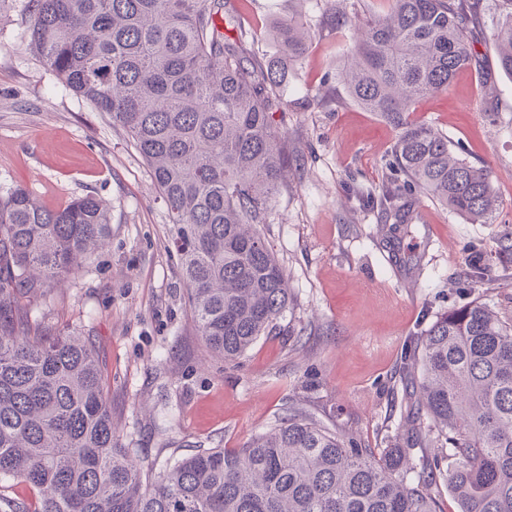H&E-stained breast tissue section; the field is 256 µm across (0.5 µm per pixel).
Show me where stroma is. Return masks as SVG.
Wrapping results in <instances>:
<instances>
[{
  "instance_id": "obj_1",
  "label": "stroma",
  "mask_w": 512,
  "mask_h": 512,
  "mask_svg": "<svg viewBox=\"0 0 512 512\" xmlns=\"http://www.w3.org/2000/svg\"><path fill=\"white\" fill-rule=\"evenodd\" d=\"M28 0H0V194L21 186L57 208L91 194L112 234L83 271L33 305L51 333L84 336L104 373L119 439L151 477L206 448H239L295 408L369 448H390L407 421L403 366L436 316L478 300L512 321V78L496 62V0L468 25L474 62L412 119L487 169L501 200L471 224L427 198L425 220L393 223L375 199L393 171L397 131L336 81L355 29L323 23L327 0H229L251 57L277 52L267 29L301 9L314 30L290 66L275 126L299 173L287 175L262 230L290 304L276 333L233 362L212 353L190 316L174 233L149 168L123 127L46 70L29 47ZM487 276L469 275L477 254Z\"/></svg>"
}]
</instances>
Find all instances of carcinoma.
<instances>
[{
	"label": "carcinoma",
	"instance_id": "1",
	"mask_svg": "<svg viewBox=\"0 0 512 512\" xmlns=\"http://www.w3.org/2000/svg\"><path fill=\"white\" fill-rule=\"evenodd\" d=\"M360 19L337 81L397 131L403 183L471 224L499 207L488 170L448 137L410 120L425 98L470 68V0H387ZM30 45L66 86L126 129L175 227L192 320L228 361L270 334L288 310V277L259 225L289 166L272 114L285 70L239 52L218 21L224 0H28ZM290 63L308 54L301 14L271 22ZM512 77V0L492 33ZM111 214L85 195L50 209L21 187L0 195V480L34 494V512H512V324L478 301L436 317L421 341L409 413H423L450 453L418 480L410 449L375 452L301 411L240 448L176 461L143 487V469L112 426L104 376L72 334L30 336L31 300L86 267Z\"/></svg>",
	"mask_w": 512,
	"mask_h": 512
}]
</instances>
